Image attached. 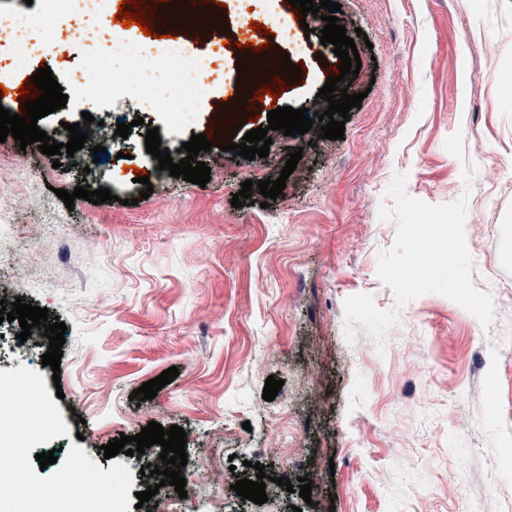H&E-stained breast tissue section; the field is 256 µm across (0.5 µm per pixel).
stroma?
I'll use <instances>...</instances> for the list:
<instances>
[{"mask_svg":"<svg viewBox=\"0 0 512 512\" xmlns=\"http://www.w3.org/2000/svg\"><path fill=\"white\" fill-rule=\"evenodd\" d=\"M339 2L362 63L350 90L364 96L343 139L320 138L315 125L296 137L272 131L268 156L252 161L216 147L200 152L211 169L203 187L158 170L145 135L155 126L176 150L216 129L220 106L234 101L225 87L240 77L230 46L212 44L209 87L177 131L168 113L141 112L121 91L83 97L70 82L82 46L31 64L32 76L49 66L68 96L40 129L87 112L132 130L101 137L105 157L87 169L64 154L20 149L11 137L0 143V196L34 201L12 215V233L45 227L36 277L19 289L0 269V292L67 327L55 372L41 363L40 341L21 343L18 322L0 323V370L23 366L46 387L61 384L69 433L50 448L80 444L104 470L123 463L136 492L156 484L140 470L157 462L160 446L111 461L102 444L151 421L184 428L181 512H207L215 498L224 512H512V0ZM270 12L288 17L298 36L285 51L300 79L279 104L316 110L340 59L321 44L316 17L289 0H270ZM458 130L461 160L444 148ZM292 151L302 158L279 197L256 193L232 207L243 182L277 179ZM467 161L478 167L469 186ZM20 162L31 176L25 189L14 176ZM138 169L153 187L145 199ZM398 174L408 195L430 204L467 196L472 281L498 302L500 320L482 328L429 293L401 309L385 350L358 331L365 350L357 354L342 304L366 293L379 308L394 305L377 266L396 226L378 210ZM85 183L110 189L114 202L78 198L66 208L57 189ZM172 366L178 377L154 399L130 401ZM270 376L284 385L268 402ZM273 428L295 442L286 456L261 452ZM256 462L272 478L261 505L225 477L232 465L250 477ZM302 476L313 482L307 501L277 484Z\"/></svg>","mask_w":512,"mask_h":512,"instance_id":"obj_1","label":"stroma"}]
</instances>
